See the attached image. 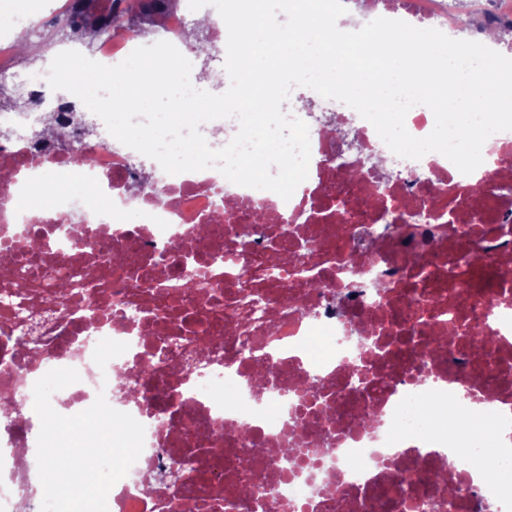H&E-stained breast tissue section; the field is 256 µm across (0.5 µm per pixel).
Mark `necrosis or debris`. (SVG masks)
Listing matches in <instances>:
<instances>
[{
	"instance_id": "necrosis-or-debris-1",
	"label": "necrosis or debris",
	"mask_w": 512,
	"mask_h": 512,
	"mask_svg": "<svg viewBox=\"0 0 512 512\" xmlns=\"http://www.w3.org/2000/svg\"><path fill=\"white\" fill-rule=\"evenodd\" d=\"M384 11L512 57L446 0ZM0 48V89L87 159L0 138V512H41L26 409L56 368L80 375L58 413L102 394L145 428L112 512H512V131L464 174L396 156L340 102L345 147L312 123L316 95L293 112L311 179L290 200L214 169H156L136 193L133 149L87 139L85 107L19 83L14 40ZM292 440L290 467L273 451Z\"/></svg>"
}]
</instances>
